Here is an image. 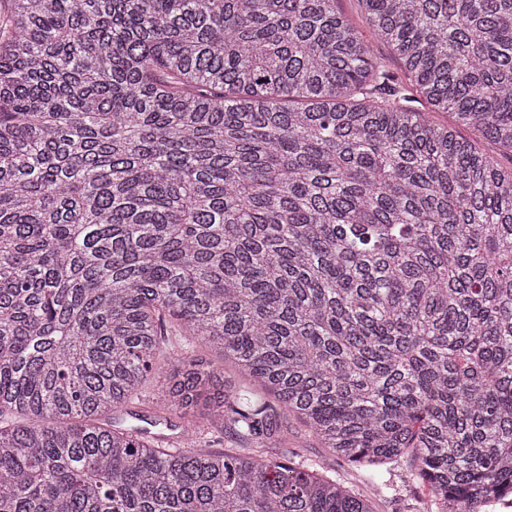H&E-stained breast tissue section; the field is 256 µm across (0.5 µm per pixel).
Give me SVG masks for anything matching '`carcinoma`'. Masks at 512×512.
<instances>
[{
  "label": "carcinoma",
  "mask_w": 512,
  "mask_h": 512,
  "mask_svg": "<svg viewBox=\"0 0 512 512\" xmlns=\"http://www.w3.org/2000/svg\"><path fill=\"white\" fill-rule=\"evenodd\" d=\"M336 2L0 0V512H373L279 414L438 512L512 495V169L456 130L512 153V0H359L399 74ZM162 374L155 375V378L151 379L150 383H148L138 395V399L135 398L132 400V403L128 406V409L132 411H139L141 404H153L156 402L161 396L163 392V383L164 379L161 377ZM284 434L288 441L280 448H270L275 455H286L302 462L303 465H312L317 474L336 479L346 486L363 491L370 496L371 508L374 512H436V502L428 488L419 483H413L407 478L411 469V459L405 456L395 463L385 475L396 486V492H377L376 488L368 483L362 471L355 464L334 457L320 442L311 435L305 424L293 416L279 418ZM196 448L215 451H236L238 448H249L246 442L236 433L235 430L224 428L223 430H206L195 444Z\"/></svg>",
  "instance_id": "cac0c4a2"
}]
</instances>
